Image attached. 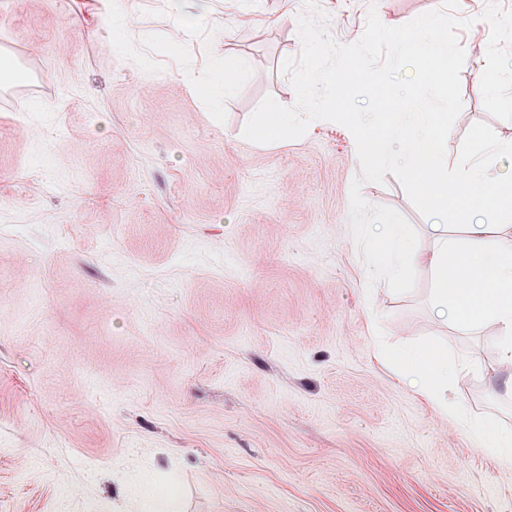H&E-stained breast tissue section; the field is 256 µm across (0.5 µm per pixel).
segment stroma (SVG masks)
I'll use <instances>...</instances> for the list:
<instances>
[{
  "label": "stroma",
  "mask_w": 512,
  "mask_h": 512,
  "mask_svg": "<svg viewBox=\"0 0 512 512\" xmlns=\"http://www.w3.org/2000/svg\"><path fill=\"white\" fill-rule=\"evenodd\" d=\"M432 3L317 0L342 44L369 10L399 26ZM465 3L452 172L512 138L475 77L485 0ZM283 6L305 9L212 0L179 31L171 0H0L23 74L0 89V512H512V474L372 358L447 342L478 363L459 398L512 424L491 330L437 326L428 270L359 284L355 224L419 229L438 199L365 171L334 122L243 136L265 96L296 102ZM223 55L247 69L215 107L190 86Z\"/></svg>",
  "instance_id": "obj_1"
}]
</instances>
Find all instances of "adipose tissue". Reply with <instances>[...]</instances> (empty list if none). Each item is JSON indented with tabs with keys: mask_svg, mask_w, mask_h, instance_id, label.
Masks as SVG:
<instances>
[{
	"mask_svg": "<svg viewBox=\"0 0 512 512\" xmlns=\"http://www.w3.org/2000/svg\"><path fill=\"white\" fill-rule=\"evenodd\" d=\"M357 158L367 166L391 160L408 174L418 191L463 197L465 189L478 191V203L469 204L465 238L454 243L441 217L427 228L429 247H421L412 228L392 221L360 224L356 235L389 284L401 281L410 266L432 274L431 304L449 328L470 332L484 327L496 332L501 364L500 390L512 395V139L492 144V158L464 165L449 173L441 143L448 136L436 114H423L406 126H388L373 139L362 134L361 121L351 125ZM374 357L392 379L451 424L470 436L482 454L512 471V429L485 418L470 419L456 397L470 362L449 356L446 348L421 344L395 351L377 348Z\"/></svg>",
	"mask_w": 512,
	"mask_h": 512,
	"instance_id": "obj_1",
	"label": "adipose tissue"
}]
</instances>
